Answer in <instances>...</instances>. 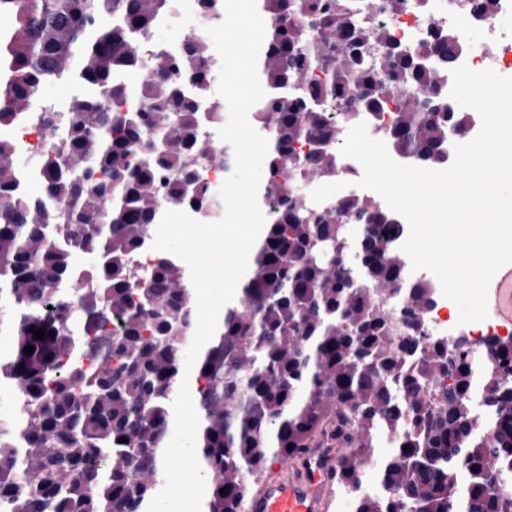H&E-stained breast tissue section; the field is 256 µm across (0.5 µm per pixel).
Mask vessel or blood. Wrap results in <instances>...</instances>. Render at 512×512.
I'll return each instance as SVG.
<instances>
[{
	"label": "vessel or blood",
	"instance_id": "1",
	"mask_svg": "<svg viewBox=\"0 0 512 512\" xmlns=\"http://www.w3.org/2000/svg\"><path fill=\"white\" fill-rule=\"evenodd\" d=\"M491 306L502 321L512 324V268L496 281ZM343 451L338 439L305 449L292 459L285 474L266 480L246 499L244 512H325Z\"/></svg>",
	"mask_w": 512,
	"mask_h": 512
}]
</instances>
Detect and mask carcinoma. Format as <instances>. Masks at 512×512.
Instances as JSON below:
<instances>
[{
    "instance_id": "obj_1",
    "label": "carcinoma",
    "mask_w": 512,
    "mask_h": 512,
    "mask_svg": "<svg viewBox=\"0 0 512 512\" xmlns=\"http://www.w3.org/2000/svg\"><path fill=\"white\" fill-rule=\"evenodd\" d=\"M259 2L273 18L261 60L270 93L251 118L269 141L259 203L277 217L195 363L205 512H241L269 457L289 459L331 431L350 437L337 467L355 512H512V495L497 490L512 482V337L485 338L492 364L476 378L471 349L422 334L434 288L405 280L397 215L358 196L317 207L298 192L336 173V103L351 120L387 112L394 152L446 165L453 132L471 122L445 101L438 67L456 60L463 31L400 48L367 3L357 15L350 0ZM198 4L205 22L222 18L220 0ZM169 6L0 0L12 20L0 32V126L26 114L54 140L30 176L0 139V332L13 341L0 353V403L15 404L0 417V512H147L159 491L196 294L173 256L161 251L142 271L129 258L165 211H219L206 174L230 162L224 142L201 138L202 119L223 116L218 102L199 109L206 40L188 39L175 57L158 49L152 75L137 87L123 80ZM50 80L91 93L42 104L31 89ZM31 177L42 195L25 190ZM397 424L384 493L361 492L376 429Z\"/></svg>"
}]
</instances>
